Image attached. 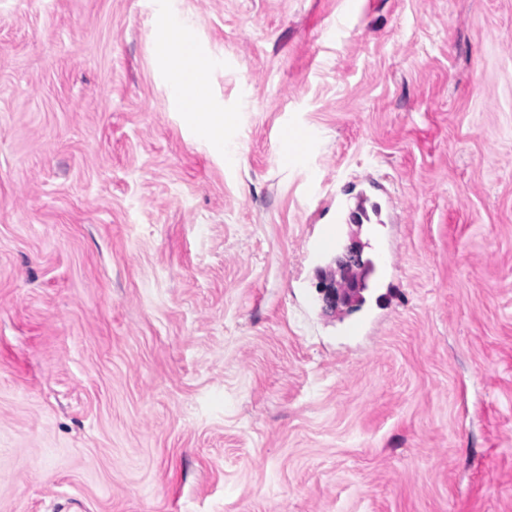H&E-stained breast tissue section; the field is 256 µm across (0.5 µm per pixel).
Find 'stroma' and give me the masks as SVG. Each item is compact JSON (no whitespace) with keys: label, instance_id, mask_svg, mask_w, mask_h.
I'll use <instances>...</instances> for the list:
<instances>
[{"label":"stroma","instance_id":"stroma-1","mask_svg":"<svg viewBox=\"0 0 512 512\" xmlns=\"http://www.w3.org/2000/svg\"><path fill=\"white\" fill-rule=\"evenodd\" d=\"M175 2L235 155L157 0H0V512H512V0ZM153 25L160 35L157 55L168 75L170 100L208 147L234 154L238 144L224 142V105L202 92L216 61L198 51L189 22L182 15L163 8L155 14ZM348 255L344 259H338L336 266L340 281L335 279H322L319 291L323 294V301L327 308L338 309L351 306L353 303L363 302L362 291L367 288L364 276L355 275L354 267H364L360 251L350 247Z\"/></svg>","mask_w":512,"mask_h":512}]
</instances>
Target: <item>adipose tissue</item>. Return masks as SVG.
<instances>
[{
    "label": "adipose tissue",
    "mask_w": 512,
    "mask_h": 512,
    "mask_svg": "<svg viewBox=\"0 0 512 512\" xmlns=\"http://www.w3.org/2000/svg\"><path fill=\"white\" fill-rule=\"evenodd\" d=\"M153 25L160 35L157 55L168 75L170 100L208 147L219 152H236L237 143L224 137L223 105L203 92L215 60L198 51L189 22L182 15L161 9L155 14Z\"/></svg>",
    "instance_id": "adipose-tissue-1"
}]
</instances>
